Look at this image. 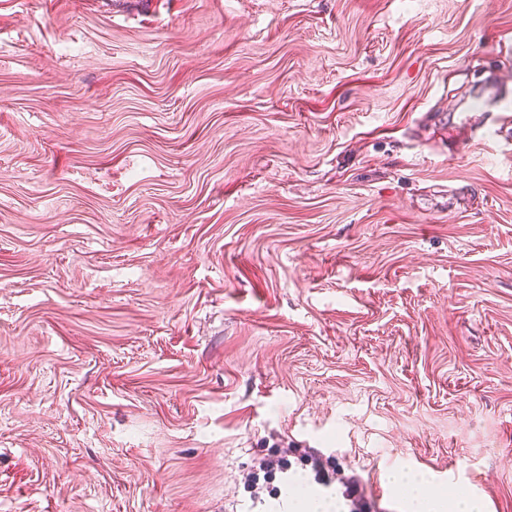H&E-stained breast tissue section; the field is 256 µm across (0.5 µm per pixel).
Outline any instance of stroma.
Segmentation results:
<instances>
[{
    "mask_svg": "<svg viewBox=\"0 0 512 512\" xmlns=\"http://www.w3.org/2000/svg\"><path fill=\"white\" fill-rule=\"evenodd\" d=\"M512 0H0V512H512ZM507 86L502 80H494L486 84L482 92L467 104V109L471 112H477L474 115L485 117L492 110L506 109L511 107V100L503 96L501 88Z\"/></svg>",
    "mask_w": 512,
    "mask_h": 512,
    "instance_id": "obj_1",
    "label": "stroma"
}]
</instances>
